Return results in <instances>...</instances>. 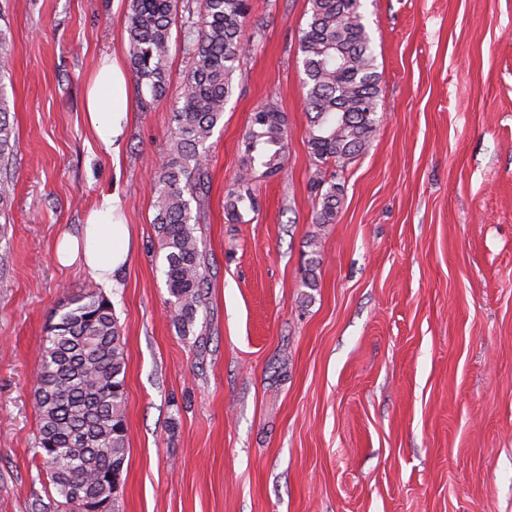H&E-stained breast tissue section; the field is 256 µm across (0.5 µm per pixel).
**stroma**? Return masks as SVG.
Segmentation results:
<instances>
[{
  "mask_svg": "<svg viewBox=\"0 0 512 512\" xmlns=\"http://www.w3.org/2000/svg\"><path fill=\"white\" fill-rule=\"evenodd\" d=\"M308 0H250L251 47L209 141V258L196 325L170 314L150 180L191 61L168 92L128 83L118 154L84 96L104 54L128 64L127 0H0L16 130L0 223V512H53L35 458L34 379L55 312L92 278L60 266L102 194L130 263L103 295L126 350L120 512H512V0H364L382 120L314 222L303 68ZM286 121L282 171L237 189L253 113ZM318 286H301L311 237Z\"/></svg>",
  "mask_w": 512,
  "mask_h": 512,
  "instance_id": "1",
  "label": "stroma"
}]
</instances>
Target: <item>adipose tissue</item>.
I'll use <instances>...</instances> for the list:
<instances>
[{
    "instance_id": "1",
    "label": "adipose tissue",
    "mask_w": 512,
    "mask_h": 512,
    "mask_svg": "<svg viewBox=\"0 0 512 512\" xmlns=\"http://www.w3.org/2000/svg\"><path fill=\"white\" fill-rule=\"evenodd\" d=\"M86 112L91 131L111 153H118L119 139L127 117L126 77L115 60L105 58L92 75ZM112 194L102 195L77 235L62 234L55 256L64 265L80 263L103 287L114 285V277L128 261L129 227Z\"/></svg>"
}]
</instances>
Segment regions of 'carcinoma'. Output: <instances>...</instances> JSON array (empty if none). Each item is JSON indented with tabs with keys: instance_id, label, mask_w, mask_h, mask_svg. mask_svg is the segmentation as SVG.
Returning a JSON list of instances; mask_svg holds the SVG:
<instances>
[{
	"instance_id": "obj_1",
	"label": "carcinoma",
	"mask_w": 512,
	"mask_h": 512,
	"mask_svg": "<svg viewBox=\"0 0 512 512\" xmlns=\"http://www.w3.org/2000/svg\"><path fill=\"white\" fill-rule=\"evenodd\" d=\"M309 20L299 39L309 120L308 145L315 166L311 189L315 223L336 220L344 170L365 151L380 121V75L365 24L362 0H308ZM181 0H128L130 64L138 87L154 99L167 91L172 27ZM183 49L191 68L172 113L171 143L151 182L154 225L165 252L164 276L172 320L183 335L194 326L207 287L209 262L194 224L191 202L208 179V142L224 122L234 75L249 41V0H200L184 7ZM0 96V216L14 191L15 132ZM237 181L256 168L280 171L284 117L275 106L254 112L243 139ZM334 172L326 174L328 164ZM311 247L302 287L318 286L320 245ZM43 339L34 393L38 433L34 454L47 468L60 512H119L116 487L105 479L123 471L127 456L126 351L113 304L87 285L55 313Z\"/></svg>"
}]
</instances>
